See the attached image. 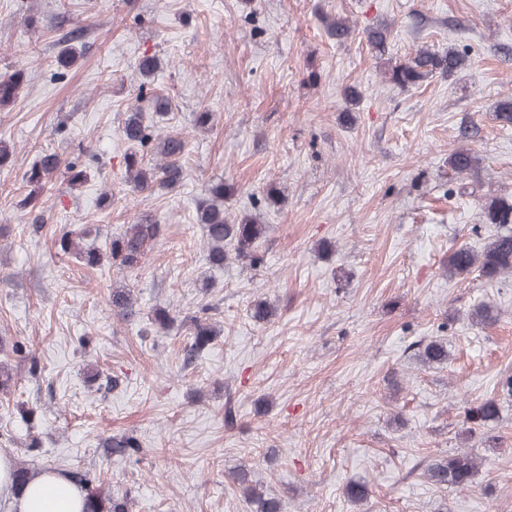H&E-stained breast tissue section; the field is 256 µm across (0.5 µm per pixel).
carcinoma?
Segmentation results:
<instances>
[{
    "instance_id": "cac0c4a2",
    "label": "carcinoma",
    "mask_w": 512,
    "mask_h": 512,
    "mask_svg": "<svg viewBox=\"0 0 512 512\" xmlns=\"http://www.w3.org/2000/svg\"><path fill=\"white\" fill-rule=\"evenodd\" d=\"M71 36L59 52L57 63L61 67L70 65L80 49ZM468 54L450 49L444 53L420 49L410 59L392 67L391 81L408 88L419 81L435 74L451 75L464 68ZM159 58L144 55L138 63L140 81L135 87L136 105L127 113L122 127V137L132 151L125 157L126 182L136 192L154 191L156 189H173L183 178L181 159L187 151V139L180 132L159 133V123L164 117L161 109L167 106L165 98L149 87L147 78L159 68ZM24 73L18 70L8 77L0 78V105L16 98L17 90ZM157 156L155 163H145V157ZM478 162V157L465 148L455 150L448 157V165L459 176L469 174ZM67 174V186L73 187L87 179L85 169L74 162L62 164L55 153H44L35 158L23 179L40 185L52 181L60 171ZM229 186L224 180L211 182L204 186L202 198L198 205V221L203 231V239L209 263L216 268L224 267L229 257L246 259L253 268L263 264L260 243L266 226L249 215L233 219L224 210V201L231 197ZM481 217L485 224L493 227L487 241L478 249L466 244L454 248L448 255V279L478 273L487 282L512 276V194L484 196L481 198ZM163 227L152 223L146 216L138 218L136 223L126 227L124 232L112 239L108 251L100 253L88 248L83 252L88 266H99L106 261L118 270L131 269L140 265L145 250L154 240L161 237ZM89 234V230L77 228L72 224L60 225L55 240L59 252L70 254L75 249V240ZM112 309L124 321L135 316V301L130 291L124 288L112 289ZM497 307L489 301L478 305L471 313V321L484 325L496 321ZM193 329V342L188 349V356L193 357L211 343L217 335L215 329L201 321L197 316L188 317ZM417 358L428 368H438L448 364L449 352L446 339L436 338L418 344ZM501 406L499 399L488 396L477 405L464 412L465 432L474 435L476 431L500 420ZM106 447L120 456L140 451L137 438L124 436L120 439L110 438ZM480 463L477 457L467 450L455 451L448 456L431 461L425 469L426 477L439 486L467 487L475 482ZM37 476V472L17 461L12 463L14 487L25 485ZM345 494L353 502H360L368 496L367 485L361 481L350 480L345 486ZM248 503L254 507L253 512H282L280 501L269 494L254 488L245 492ZM84 512H128L127 501L113 498L103 490L87 486V498Z\"/></svg>"
}]
</instances>
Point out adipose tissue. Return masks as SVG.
Segmentation results:
<instances>
[{
  "mask_svg": "<svg viewBox=\"0 0 512 512\" xmlns=\"http://www.w3.org/2000/svg\"><path fill=\"white\" fill-rule=\"evenodd\" d=\"M0 491L6 494L9 512H82L86 502L83 488L57 474L45 473L23 488L12 489L1 458Z\"/></svg>",
  "mask_w": 512,
  "mask_h": 512,
  "instance_id": "adipose-tissue-1",
  "label": "adipose tissue"
}]
</instances>
